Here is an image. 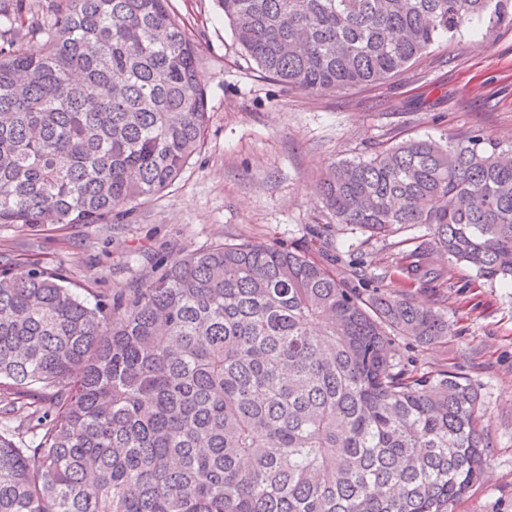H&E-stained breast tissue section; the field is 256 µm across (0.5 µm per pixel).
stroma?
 <instances>
[{"instance_id":"35a3bbf8","label":"stroma","mask_w":512,"mask_h":512,"mask_svg":"<svg viewBox=\"0 0 512 512\" xmlns=\"http://www.w3.org/2000/svg\"><path fill=\"white\" fill-rule=\"evenodd\" d=\"M197 51L207 95L205 144L182 177L141 201L127 222L75 224L38 232L0 228V262L23 275L30 262L69 288L117 290L148 275L156 259L220 241H259L330 261L350 278L384 264L399 238H367L337 224L317 183L326 168L408 137L512 138V28L477 22L440 39L404 77L373 87L311 94L265 77L242 53L216 0H171ZM440 309L452 334L428 347L407 342L424 370L454 366L482 398L488 445L482 480L454 512H512V281L448 268Z\"/></svg>"}]
</instances>
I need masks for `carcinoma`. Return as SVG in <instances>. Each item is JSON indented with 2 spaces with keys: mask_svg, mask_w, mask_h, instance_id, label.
Returning <instances> with one entry per match:
<instances>
[{
  "mask_svg": "<svg viewBox=\"0 0 512 512\" xmlns=\"http://www.w3.org/2000/svg\"><path fill=\"white\" fill-rule=\"evenodd\" d=\"M270 79L310 93L405 75L512 0H218ZM0 227L112 224L201 152L208 112L169 0H0ZM319 194L370 238L422 225L408 284L438 255L512 279V145L407 138L331 164ZM0 266V512H453L483 475L481 398L401 350L448 316L353 285L306 254L220 242L109 295Z\"/></svg>",
  "mask_w": 512,
  "mask_h": 512,
  "instance_id": "cac0c4a2",
  "label": "carcinoma"
}]
</instances>
